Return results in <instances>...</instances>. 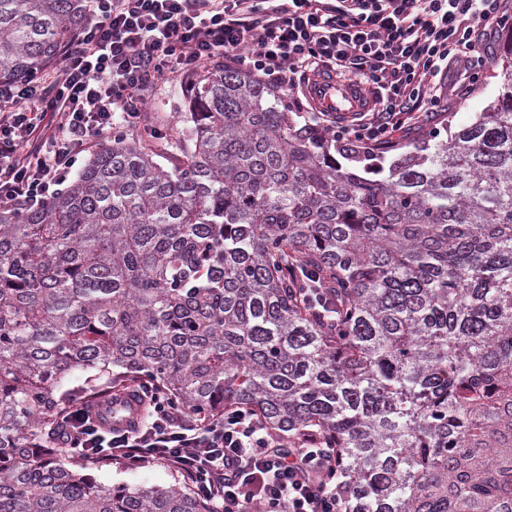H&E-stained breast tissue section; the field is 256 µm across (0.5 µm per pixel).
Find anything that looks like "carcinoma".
Instances as JSON below:
<instances>
[{"mask_svg":"<svg viewBox=\"0 0 512 512\" xmlns=\"http://www.w3.org/2000/svg\"><path fill=\"white\" fill-rule=\"evenodd\" d=\"M83 0H0V81L57 61ZM476 120L339 145L217 59L167 162L117 129L70 185L0 207V512H214L106 486L62 410L154 384L339 451L348 512H512V61ZM84 376L69 388L65 378Z\"/></svg>","mask_w":512,"mask_h":512,"instance_id":"obj_1","label":"carcinoma"}]
</instances>
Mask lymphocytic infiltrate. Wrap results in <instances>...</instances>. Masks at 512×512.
Listing matches in <instances>:
<instances>
[{
  "instance_id": "lymphocytic-infiltrate-1",
  "label": "lymphocytic infiltrate",
  "mask_w": 512,
  "mask_h": 512,
  "mask_svg": "<svg viewBox=\"0 0 512 512\" xmlns=\"http://www.w3.org/2000/svg\"><path fill=\"white\" fill-rule=\"evenodd\" d=\"M511 9L512 0H86L88 20L53 67L0 85V204H43L102 137L140 127L158 82L218 57L286 91L325 67L358 78L372 107L333 121L322 112L317 123L344 140H390L438 110V75L478 77L487 60L475 33ZM135 393L150 408L129 429L103 430L70 406L72 453L161 463L216 512H346L335 449L308 440L283 453L251 409L198 422L156 387Z\"/></svg>"
}]
</instances>
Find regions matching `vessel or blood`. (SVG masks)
<instances>
[{
  "label": "vessel or blood",
  "mask_w": 512,
  "mask_h": 512,
  "mask_svg": "<svg viewBox=\"0 0 512 512\" xmlns=\"http://www.w3.org/2000/svg\"><path fill=\"white\" fill-rule=\"evenodd\" d=\"M304 92L317 109L339 115L365 111L373 103L371 94L360 82L337 79L330 71L311 76Z\"/></svg>",
  "instance_id": "obj_1"
}]
</instances>
